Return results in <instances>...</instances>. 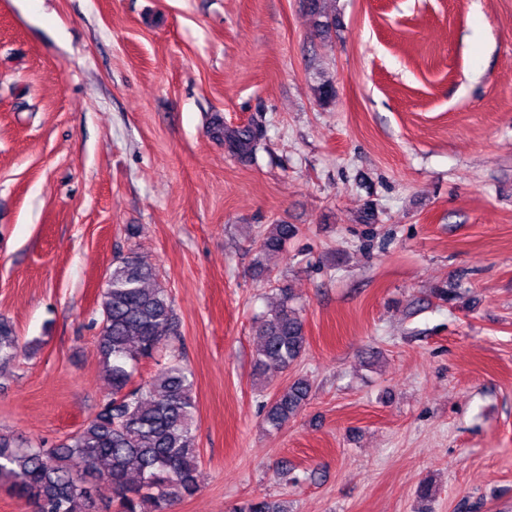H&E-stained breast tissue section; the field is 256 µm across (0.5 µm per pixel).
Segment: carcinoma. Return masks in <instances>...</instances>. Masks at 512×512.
I'll return each mask as SVG.
<instances>
[{"label":"carcinoma","mask_w":512,"mask_h":512,"mask_svg":"<svg viewBox=\"0 0 512 512\" xmlns=\"http://www.w3.org/2000/svg\"><path fill=\"white\" fill-rule=\"evenodd\" d=\"M211 132L243 164L265 141V126L258 120L232 127L215 115ZM296 234L293 224L271 225L255 240L259 256L280 252ZM155 277L133 253L121 257L109 276L96 349L111 392L96 416L50 444L26 443L0 432V484L25 498L32 512H99L95 498L101 483L112 485L118 512H172L197 490L194 373L173 353L153 376L133 384L136 365L180 336L168 291L151 286ZM292 301L291 292L280 289L278 309L258 322V374L286 371L306 352L304 322ZM21 354L13 324L0 318V366L12 365ZM310 391L308 379L290 381L263 405L265 423L278 428L297 416ZM243 512L288 509L263 498Z\"/></svg>","instance_id":"carcinoma-1"}]
</instances>
